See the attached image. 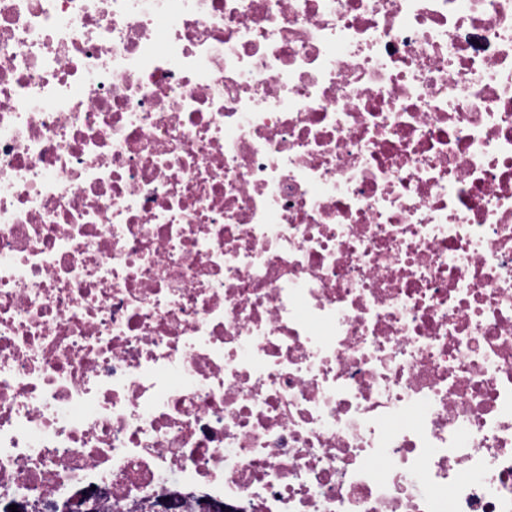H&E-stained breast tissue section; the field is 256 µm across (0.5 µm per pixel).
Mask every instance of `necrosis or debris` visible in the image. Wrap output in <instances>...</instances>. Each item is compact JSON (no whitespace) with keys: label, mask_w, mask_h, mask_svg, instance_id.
Here are the masks:
<instances>
[{"label":"necrosis or debris","mask_w":512,"mask_h":512,"mask_svg":"<svg viewBox=\"0 0 512 512\" xmlns=\"http://www.w3.org/2000/svg\"><path fill=\"white\" fill-rule=\"evenodd\" d=\"M512 512V0H0V493Z\"/></svg>","instance_id":"4bbe7bcc"}]
</instances>
